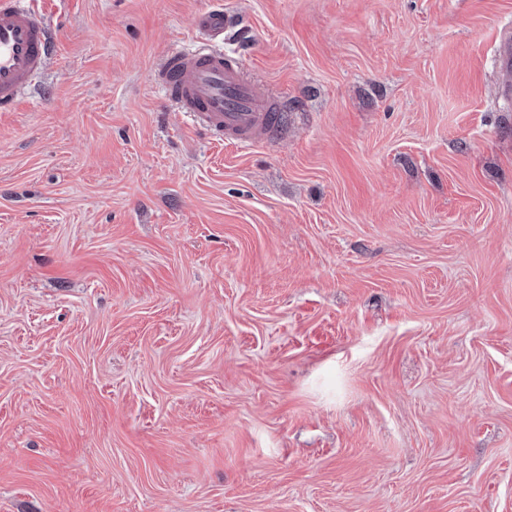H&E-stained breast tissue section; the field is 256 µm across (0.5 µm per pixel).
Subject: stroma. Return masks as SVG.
Here are the masks:
<instances>
[{
	"label": "stroma",
	"instance_id": "35a3bbf8",
	"mask_svg": "<svg viewBox=\"0 0 512 512\" xmlns=\"http://www.w3.org/2000/svg\"><path fill=\"white\" fill-rule=\"evenodd\" d=\"M288 112L152 71L216 4ZM0 112V512H512V0H39ZM35 3L0 1V112L16 107L56 50L55 35ZM236 21L223 9L200 13L198 45L162 57L153 81L167 102L213 141L239 147L275 143L288 132L281 105L239 59L219 47Z\"/></svg>",
	"mask_w": 512,
	"mask_h": 512
}]
</instances>
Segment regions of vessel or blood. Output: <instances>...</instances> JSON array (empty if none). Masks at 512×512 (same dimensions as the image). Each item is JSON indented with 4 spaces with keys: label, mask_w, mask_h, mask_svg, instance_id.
<instances>
[{
    "label": "vessel or blood",
    "mask_w": 512,
    "mask_h": 512,
    "mask_svg": "<svg viewBox=\"0 0 512 512\" xmlns=\"http://www.w3.org/2000/svg\"><path fill=\"white\" fill-rule=\"evenodd\" d=\"M236 21L221 9L200 13L197 46L162 57L153 81L213 141L240 147L275 143L288 132L283 109L222 49L224 33ZM55 50V35L33 0H0V112L12 111L40 80Z\"/></svg>",
    "instance_id": "vessel-or-blood-1"
}]
</instances>
